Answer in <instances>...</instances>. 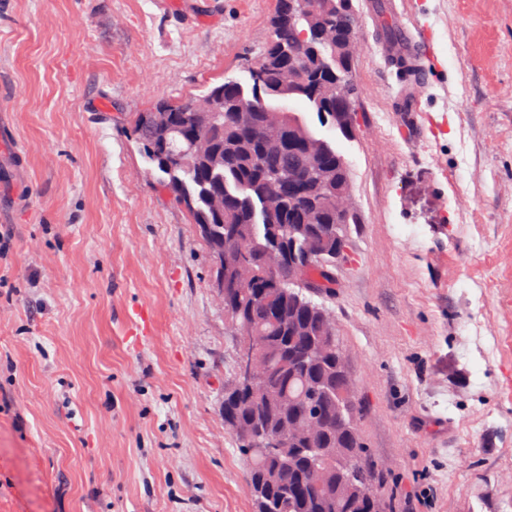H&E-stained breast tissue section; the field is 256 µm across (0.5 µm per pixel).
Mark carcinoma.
Listing matches in <instances>:
<instances>
[{
    "label": "carcinoma",
    "instance_id": "carcinoma-1",
    "mask_svg": "<svg viewBox=\"0 0 512 512\" xmlns=\"http://www.w3.org/2000/svg\"><path fill=\"white\" fill-rule=\"evenodd\" d=\"M357 24L353 0H278L269 41L246 60L249 83L226 78L201 95L203 100L224 101V111L209 113L207 156L192 148L198 130L195 98L151 108L166 115L162 133L144 123L141 113L134 122L144 158L158 173L160 186L188 213L209 255L241 249L243 260L258 269L265 251L291 247L274 278L260 276L224 299V311L243 335H253L250 321L261 324L265 339L259 352L270 367V392L263 400L224 387V426L231 431L233 423L247 425L263 415L300 422L315 408L329 413V385L336 388V398L347 400L341 425L352 431L351 439L332 432L324 443L337 448L359 493L343 491L339 507L331 510L326 504L329 491L317 482L306 457H290L282 469L237 437V449L247 462L246 482L253 488L252 512H386L377 495L365 496L371 471L357 431L353 396L340 375L345 354L339 337L333 336V348L311 357L305 368L292 363V358L310 352L312 342L293 331L291 322L303 320L315 330L328 313L307 285L327 279L336 260L344 257L347 225L355 219L352 211L341 214L335 205L337 195L351 194L347 161L323 139L318 165L309 169L305 142L316 136L285 102L308 101L321 125L353 138L354 54L349 45L356 42ZM330 88L340 89L342 96L327 94ZM282 173L304 186L306 200L290 193L280 208L271 210L265 190ZM216 194L224 197L222 209L212 205Z\"/></svg>",
    "mask_w": 512,
    "mask_h": 512
}]
</instances>
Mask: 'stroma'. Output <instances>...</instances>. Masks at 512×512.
Returning <instances> with one entry per match:
<instances>
[{"label": "stroma", "mask_w": 512, "mask_h": 512, "mask_svg": "<svg viewBox=\"0 0 512 512\" xmlns=\"http://www.w3.org/2000/svg\"><path fill=\"white\" fill-rule=\"evenodd\" d=\"M359 130L323 303L389 512H512V0H354ZM276 0H0V512H251L242 336L132 133L226 78ZM425 43L400 82L383 24ZM150 332L133 339L138 312Z\"/></svg>", "instance_id": "stroma-1"}]
</instances>
